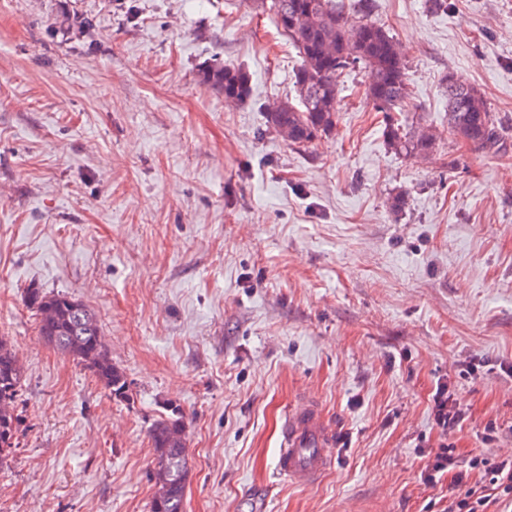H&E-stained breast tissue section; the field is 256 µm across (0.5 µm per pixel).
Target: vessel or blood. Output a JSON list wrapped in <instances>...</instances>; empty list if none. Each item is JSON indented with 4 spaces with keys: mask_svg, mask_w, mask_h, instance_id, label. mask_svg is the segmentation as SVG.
Instances as JSON below:
<instances>
[{
    "mask_svg": "<svg viewBox=\"0 0 512 512\" xmlns=\"http://www.w3.org/2000/svg\"><path fill=\"white\" fill-rule=\"evenodd\" d=\"M336 448V434L320 408L301 401L284 423L277 469L289 481L314 483L330 468Z\"/></svg>",
    "mask_w": 512,
    "mask_h": 512,
    "instance_id": "vessel-or-blood-1",
    "label": "vessel or blood"
}]
</instances>
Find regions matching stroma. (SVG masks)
I'll return each mask as SVG.
<instances>
[{"instance_id":"obj_1","label":"stroma","mask_w":512,"mask_h":512,"mask_svg":"<svg viewBox=\"0 0 512 512\" xmlns=\"http://www.w3.org/2000/svg\"><path fill=\"white\" fill-rule=\"evenodd\" d=\"M367 18L403 53L428 157L391 148L361 67L331 135L270 131L301 59L251 0H0V336L24 369L0 512H150L149 430L173 408L184 512H443L449 476L424 477L444 439L462 472L512 451V135L494 157L449 136L443 92L455 75L512 119V0ZM225 62L244 103L200 81ZM30 288L97 312L127 400L41 338ZM472 359L489 370L460 376ZM443 378L467 412L447 436ZM305 398L339 440L312 485L276 470Z\"/></svg>"}]
</instances>
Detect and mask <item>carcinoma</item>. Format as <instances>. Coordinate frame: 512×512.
Listing matches in <instances>:
<instances>
[{
    "label": "carcinoma",
    "mask_w": 512,
    "mask_h": 512,
    "mask_svg": "<svg viewBox=\"0 0 512 512\" xmlns=\"http://www.w3.org/2000/svg\"><path fill=\"white\" fill-rule=\"evenodd\" d=\"M268 3L277 28L297 49L301 64L294 73L298 102L289 100L266 114L268 128L288 127V145L305 148L336 129L339 77L348 68L366 69L365 98L386 114V136L400 154L421 157L435 149L437 137L423 126L407 128L395 117L410 99L406 62L392 36L362 14L347 13L336 0H261ZM201 80L224 91L237 103L250 96V76L240 66L226 63L201 71ZM448 98V134L475 149L497 155L505 144V125L490 111L473 85L453 75L444 79ZM27 305L37 316L39 335L59 351L72 356L92 372L117 400L128 398L124 373L99 344L96 312L63 293L31 290ZM23 383V368L0 336V467L7 463L18 430L15 403ZM186 428L183 416L160 417L150 430L154 448L153 475L157 486L151 512H183L190 469L186 443L171 435Z\"/></svg>",
    "instance_id": "1"
}]
</instances>
